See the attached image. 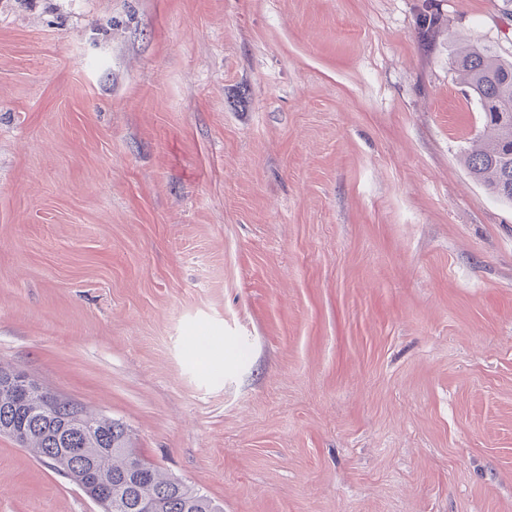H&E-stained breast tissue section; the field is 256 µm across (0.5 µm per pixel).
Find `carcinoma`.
Listing matches in <instances>:
<instances>
[{"label":"carcinoma","instance_id":"1","mask_svg":"<svg viewBox=\"0 0 512 512\" xmlns=\"http://www.w3.org/2000/svg\"><path fill=\"white\" fill-rule=\"evenodd\" d=\"M463 83L484 114L483 133L466 156L471 177L503 202L512 203V61L487 47L467 45L454 60ZM48 392L17 397L0 390V431L24 429L20 445L76 484L91 475L102 493L112 497V512H222L211 498L162 473L132 448L127 426L88 413L76 433L75 454H63L53 429L39 415ZM83 405L67 397L57 402L63 422Z\"/></svg>","mask_w":512,"mask_h":512}]
</instances>
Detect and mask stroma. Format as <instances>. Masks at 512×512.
Segmentation results:
<instances>
[{
    "label": "stroma",
    "mask_w": 512,
    "mask_h": 512,
    "mask_svg": "<svg viewBox=\"0 0 512 512\" xmlns=\"http://www.w3.org/2000/svg\"><path fill=\"white\" fill-rule=\"evenodd\" d=\"M512 0H0V363L224 512H512ZM0 512H100L0 435ZM454 63L484 114L483 133L466 156L467 169L490 193L512 203V61L490 48L467 45Z\"/></svg>",
    "instance_id": "35a3bbf8"
}]
</instances>
